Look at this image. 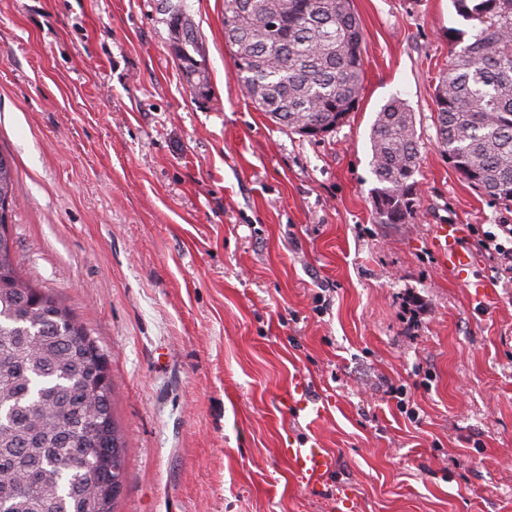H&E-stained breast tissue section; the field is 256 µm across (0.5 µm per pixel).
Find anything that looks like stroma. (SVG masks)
Returning <instances> with one entry per match:
<instances>
[{"mask_svg": "<svg viewBox=\"0 0 512 512\" xmlns=\"http://www.w3.org/2000/svg\"><path fill=\"white\" fill-rule=\"evenodd\" d=\"M352 6L361 99L315 140L245 97L224 0H0L14 258L108 359L116 512H512V284L486 256L458 278L433 242L465 224L472 251L512 224L436 137L448 32L474 23L452 0ZM172 9L209 98L174 56ZM393 98L419 141L408 224L378 223L372 199L370 128ZM308 441L334 460L317 487L282 453ZM170 27L174 33L175 57L180 61L187 82L193 93L201 98L210 94L208 70L203 58L197 59V34L192 21L181 10L174 11L170 16Z\"/></svg>", "mask_w": 512, "mask_h": 512, "instance_id": "stroma-1", "label": "stroma"}]
</instances>
